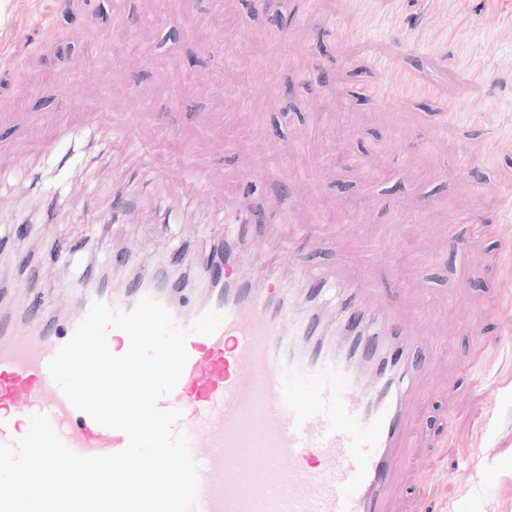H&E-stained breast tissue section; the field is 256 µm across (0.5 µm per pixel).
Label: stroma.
I'll list each match as a JSON object with an SVG mask.
<instances>
[{
	"mask_svg": "<svg viewBox=\"0 0 512 512\" xmlns=\"http://www.w3.org/2000/svg\"><path fill=\"white\" fill-rule=\"evenodd\" d=\"M272 11L293 23L271 32ZM418 12L417 0H0V168L25 177L0 184V203L28 210L61 185L108 206L112 167L134 153L146 178L171 179L123 224L67 213L21 232L0 223V313L27 306L14 266L28 259L54 298L46 316L70 313L67 243L99 272L131 244L140 270L178 253L200 272L224 238L225 198H242L256 219L243 273L297 280L271 254L293 244L301 261L378 286L441 346L419 382L393 512H512V0H439L422 48L379 23ZM376 55L437 98L371 96ZM478 60L488 79L475 77ZM53 112L109 130L111 164L79 160L58 183ZM483 141L476 180L456 157ZM246 174L257 177L248 189ZM201 184L208 194L194 198ZM390 237L394 250L373 258ZM462 313L473 330L456 328Z\"/></svg>",
	"mask_w": 512,
	"mask_h": 512,
	"instance_id": "35a3bbf8",
	"label": "stroma"
}]
</instances>
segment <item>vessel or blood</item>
<instances>
[{"instance_id":"obj_1","label":"vessel or blood","mask_w":512,"mask_h":512,"mask_svg":"<svg viewBox=\"0 0 512 512\" xmlns=\"http://www.w3.org/2000/svg\"><path fill=\"white\" fill-rule=\"evenodd\" d=\"M373 69L407 92L406 71L389 59ZM66 321L31 313L0 318V445L22 437L21 423L46 415L58 436L81 456L109 455L126 435L77 410L53 381L48 364L73 336L94 301L127 311L146 295L159 299L180 324L213 307L225 320L210 336L191 335L189 360L161 409H177L199 488L190 512H390L406 407L424 363L405 360L422 342L388 305L362 298V286H342L337 309L358 316L368 331L333 350L307 345L319 320L299 308L273 277L239 274L224 257V287L206 304L173 300L166 275L148 271L139 287L99 283L82 273Z\"/></svg>"}]
</instances>
